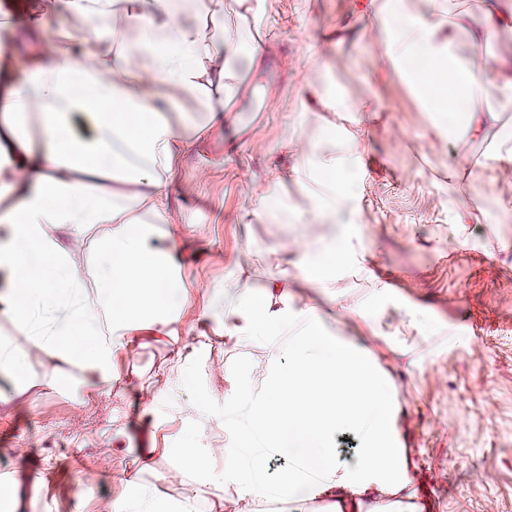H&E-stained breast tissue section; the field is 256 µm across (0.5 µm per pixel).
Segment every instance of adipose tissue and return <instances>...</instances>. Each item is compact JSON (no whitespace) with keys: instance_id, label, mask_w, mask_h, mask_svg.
Instances as JSON below:
<instances>
[{"instance_id":"obj_1","label":"adipose tissue","mask_w":512,"mask_h":512,"mask_svg":"<svg viewBox=\"0 0 512 512\" xmlns=\"http://www.w3.org/2000/svg\"><path fill=\"white\" fill-rule=\"evenodd\" d=\"M427 2L423 13L368 0L369 14L384 17V59L403 69L434 134L458 145L499 141L496 161L511 164L512 139L499 137L512 82L486 111L459 118L448 105L449 89L473 97L485 82L483 63L459 64L457 29L468 30L478 51L503 16L491 9L485 25H447L438 0ZM50 10L58 42L26 55L0 52V159L10 169L0 181L9 201L0 208V318L16 332L0 341V376L24 392L37 350L111 382L115 354L132 352L140 332L170 325L172 292L190 296L169 242L166 189L180 150L218 131L246 83L229 65L241 43L226 37L224 15L246 17L252 0H51ZM285 146L299 152L291 180L316 187L313 205L289 207L275 194L274 175L251 195L243 220L300 225L280 251L342 315L365 318L372 305L336 289L337 274L366 260L364 134L327 143L294 132ZM312 224L332 232L311 236ZM288 288L284 278L254 288L241 272L211 284V298L224 303L225 336L254 351L255 386L224 408L234 445L223 471L212 472L213 451L198 442L179 449L183 469L202 485L232 484L253 499L330 498L337 512H385L412 500L400 410L373 349L326 332L313 310H294ZM342 427L362 437L351 463L338 462L330 445ZM281 448L296 463L268 480L267 459Z\"/></svg>"}]
</instances>
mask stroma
<instances>
[{
  "instance_id": "stroma-1",
  "label": "stroma",
  "mask_w": 512,
  "mask_h": 512,
  "mask_svg": "<svg viewBox=\"0 0 512 512\" xmlns=\"http://www.w3.org/2000/svg\"><path fill=\"white\" fill-rule=\"evenodd\" d=\"M255 16L226 18L228 34H248L246 59L282 50V71L255 64L251 82L267 103L263 112H228L221 133L183 148L168 189L178 244L199 252L188 276L189 299L171 298L174 333L143 340L119 354L112 383L94 387L74 365L48 355L32 361L39 385L27 395L0 377V480L16 487L0 497V512H101L104 504L139 493L193 512H331L325 500L280 503L240 496L236 486L200 492L182 471L177 450L192 441L215 448L211 465L224 467V407L252 384L251 351L224 335V304L207 287L250 266L254 284L281 272L296 275L275 248L282 224H246L251 192L282 174L278 187L291 203H307L304 187L287 179L293 153L289 131L313 134L318 111L303 110L309 90L299 65L306 55L327 64L326 77L358 102L376 92L382 120L370 128L359 177L366 186L361 244L369 270L341 283L355 300L377 296L368 319L345 318L323 289L297 282L295 309H313L330 331L370 345L389 375L402 411L407 454L424 512H512V168L496 164L491 143L466 154L434 135L426 112L404 79L378 59L385 35L380 19L364 15L360 0H257ZM497 82L477 101L498 103L497 83L512 81V28H496L485 48ZM460 179L448 181L449 165ZM471 219L457 242L459 209ZM433 321L435 332L403 326L406 309ZM409 348L408 357L397 354ZM210 417L200 428L197 415ZM448 426L435 430L436 418ZM140 470L138 484L125 474ZM489 471V483L476 480Z\"/></svg>"
}]
</instances>
